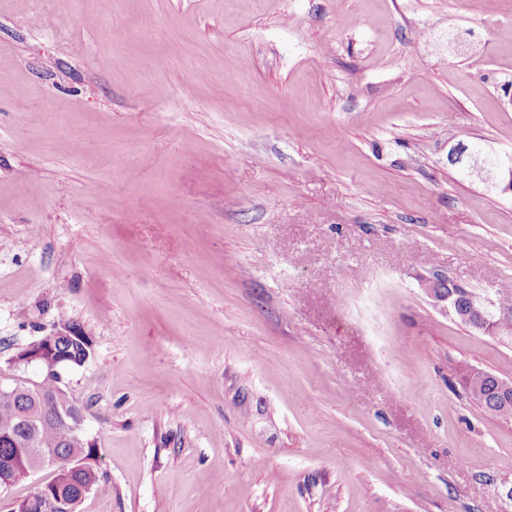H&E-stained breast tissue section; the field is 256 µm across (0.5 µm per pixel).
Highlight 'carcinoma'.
Listing matches in <instances>:
<instances>
[{
	"label": "carcinoma",
	"instance_id": "obj_1",
	"mask_svg": "<svg viewBox=\"0 0 512 512\" xmlns=\"http://www.w3.org/2000/svg\"><path fill=\"white\" fill-rule=\"evenodd\" d=\"M502 310L512 312V304L492 306L483 332L512 339V327L497 324ZM70 328L74 336L58 339L57 353L39 362L40 387L31 389L21 382L14 403H0V482L13 486L30 477L33 465L50 467L49 492L62 501L66 512H80L85 496L100 478L99 448L76 428L81 408L58 388L59 373L81 366L92 343L80 326L72 323ZM37 448L61 462L55 465L38 459Z\"/></svg>",
	"mask_w": 512,
	"mask_h": 512
}]
</instances>
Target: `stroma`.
<instances>
[{
	"mask_svg": "<svg viewBox=\"0 0 512 512\" xmlns=\"http://www.w3.org/2000/svg\"><path fill=\"white\" fill-rule=\"evenodd\" d=\"M512 0H0V367L58 324L81 512H512ZM497 477V484L484 479ZM449 283L455 284L459 288H467L461 283H458L456 281L450 280L449 278H434L432 280H429L425 282V290L427 291L428 295L432 299L433 305L441 310L442 312H445L448 314L449 307H448V296H445L444 294V288L441 287L442 283H445L448 286ZM469 295H465L463 293L464 297H459L458 303L459 305L464 308L467 306L471 299H473L475 296L480 298L476 295L474 291H472L470 288H467ZM481 299V298H480ZM489 307L486 305L485 302L482 300L478 301V304H476L474 301H472V306L470 309V312L466 315H463L462 317L469 323H472L476 327H481V325L486 320V313L488 311ZM502 310L510 311L512 313V304L511 305H505L502 300L498 305H494L489 309V314L487 315L488 322L485 326V328L482 330L484 333H488L489 335L495 336V337H509L512 339V322L511 327H507L505 325H498L497 321L499 319L498 311L501 312ZM452 316L455 320L465 324L469 325L466 321L461 319L456 313L452 312L451 314H448ZM470 326V325H469ZM473 328L472 326H470ZM475 329V328H473ZM477 330V329H475ZM479 331V330H477Z\"/></svg>",
	"mask_w": 512,
	"mask_h": 512,
	"instance_id": "1",
	"label": "stroma"
}]
</instances>
